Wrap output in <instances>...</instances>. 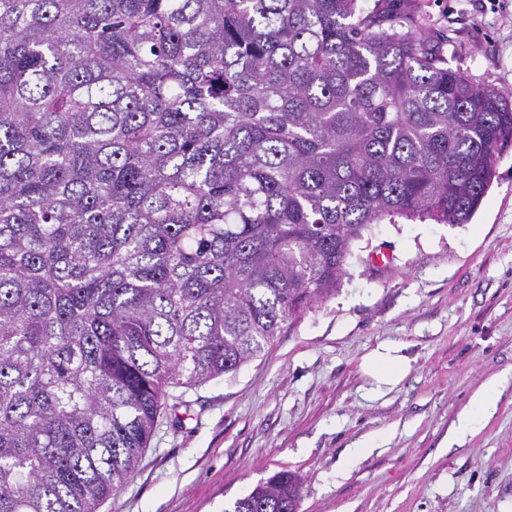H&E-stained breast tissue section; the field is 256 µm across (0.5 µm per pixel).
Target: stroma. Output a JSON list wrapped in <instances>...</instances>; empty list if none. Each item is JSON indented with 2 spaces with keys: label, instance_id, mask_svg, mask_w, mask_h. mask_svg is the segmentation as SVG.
<instances>
[{
  "label": "stroma",
  "instance_id": "stroma-1",
  "mask_svg": "<svg viewBox=\"0 0 512 512\" xmlns=\"http://www.w3.org/2000/svg\"><path fill=\"white\" fill-rule=\"evenodd\" d=\"M395 0L429 47L474 82L512 91V0ZM471 221L389 217L350 245L334 294L258 357L173 389L133 476L96 512H226L280 470L298 512H512V147ZM403 349L410 369L369 396L363 358ZM502 380L464 440L458 418ZM385 435L352 466L354 442Z\"/></svg>",
  "mask_w": 512,
  "mask_h": 512
}]
</instances>
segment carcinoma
<instances>
[{"instance_id": "obj_1", "label": "carcinoma", "mask_w": 512, "mask_h": 512, "mask_svg": "<svg viewBox=\"0 0 512 512\" xmlns=\"http://www.w3.org/2000/svg\"><path fill=\"white\" fill-rule=\"evenodd\" d=\"M512 145L384 4L0 0V512H96L167 389L236 371L387 217L466 224ZM281 470L224 512H298Z\"/></svg>"}]
</instances>
